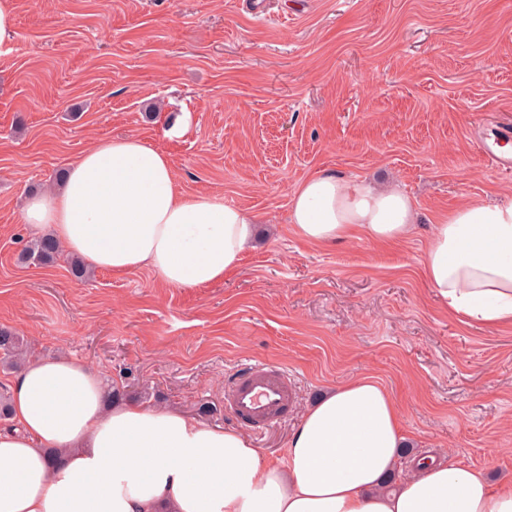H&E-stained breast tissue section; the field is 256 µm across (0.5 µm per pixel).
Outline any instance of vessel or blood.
Here are the masks:
<instances>
[{"mask_svg":"<svg viewBox=\"0 0 512 512\" xmlns=\"http://www.w3.org/2000/svg\"><path fill=\"white\" fill-rule=\"evenodd\" d=\"M294 380L285 369L257 363L235 377L225 390V402L246 427L262 430L288 413Z\"/></svg>","mask_w":512,"mask_h":512,"instance_id":"obj_1","label":"vessel or blood"}]
</instances>
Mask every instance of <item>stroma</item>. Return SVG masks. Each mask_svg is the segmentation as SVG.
I'll return each instance as SVG.
<instances>
[{
  "instance_id": "1",
  "label": "stroma",
  "mask_w": 512,
  "mask_h": 512,
  "mask_svg": "<svg viewBox=\"0 0 512 512\" xmlns=\"http://www.w3.org/2000/svg\"><path fill=\"white\" fill-rule=\"evenodd\" d=\"M0 55V327L31 357L86 360L116 390L225 428L224 386L267 362L293 404L251 432L280 457L301 410L369 374L399 404L412 456L441 451L512 481V325L464 324L422 264L439 216L512 201L483 140L512 137V0H14ZM163 151L180 187L253 214L240 266L201 288L145 269L75 278L69 254L19 263L33 192L94 142ZM331 171L393 184L403 240H299L289 197Z\"/></svg>"
}]
</instances>
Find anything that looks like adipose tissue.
Instances as JSON below:
<instances>
[{"label":"adipose tissue","instance_id":"1","mask_svg":"<svg viewBox=\"0 0 512 512\" xmlns=\"http://www.w3.org/2000/svg\"><path fill=\"white\" fill-rule=\"evenodd\" d=\"M289 217L300 240L325 245L403 239L417 211L399 188L323 172L293 190ZM22 219L90 268H145L169 288L223 280L255 235L245 210L182 192L168 157L129 135L82 152L59 191L27 198ZM423 272L461 321L512 325V201L441 218ZM9 410L0 512H512V483L448 457L397 475L400 412L369 375L305 408L281 460L243 432L110 400L98 373L65 355L23 362Z\"/></svg>","mask_w":512,"mask_h":512}]
</instances>
